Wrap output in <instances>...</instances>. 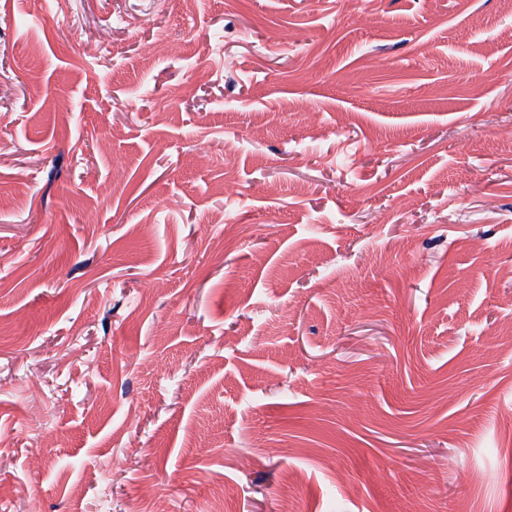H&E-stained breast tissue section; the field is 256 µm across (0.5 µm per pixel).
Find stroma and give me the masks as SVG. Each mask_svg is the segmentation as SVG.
<instances>
[{"label":"stroma","instance_id":"35a3bbf8","mask_svg":"<svg viewBox=\"0 0 512 512\" xmlns=\"http://www.w3.org/2000/svg\"><path fill=\"white\" fill-rule=\"evenodd\" d=\"M4 110L0 512H512L502 0H0Z\"/></svg>","mask_w":512,"mask_h":512}]
</instances>
